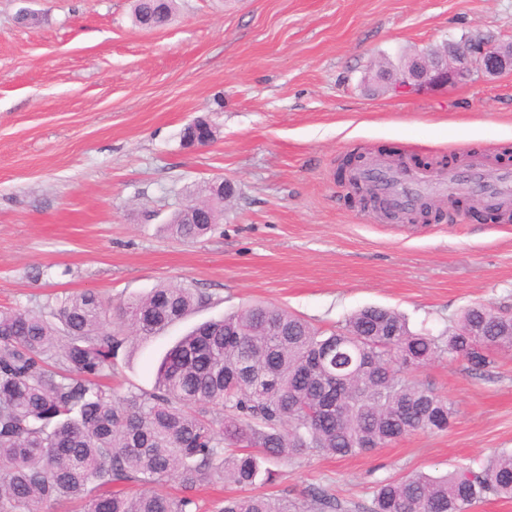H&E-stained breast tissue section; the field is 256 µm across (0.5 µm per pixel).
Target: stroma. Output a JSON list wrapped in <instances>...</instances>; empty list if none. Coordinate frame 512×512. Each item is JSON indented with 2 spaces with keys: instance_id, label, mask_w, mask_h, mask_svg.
<instances>
[{
  "instance_id": "obj_1",
  "label": "stroma",
  "mask_w": 512,
  "mask_h": 512,
  "mask_svg": "<svg viewBox=\"0 0 512 512\" xmlns=\"http://www.w3.org/2000/svg\"><path fill=\"white\" fill-rule=\"evenodd\" d=\"M134 0H0V310L94 292L113 302L160 284L210 304L135 342L110 384L152 390L191 327L257 303L330 330L380 306L444 336L465 309L512 312V223L444 210L429 224L354 205L340 160L387 152L436 163L512 154V73L409 96L368 91L371 65L475 33L512 41V0H176L144 28ZM210 123L212 142H184ZM231 180L215 229L165 230L197 186ZM453 407L353 457L274 463L270 492L321 488L369 512L378 482L512 451V352L481 373L440 358L415 372Z\"/></svg>"
}]
</instances>
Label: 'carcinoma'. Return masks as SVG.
Segmentation results:
<instances>
[{"label": "carcinoma", "instance_id": "cac0c4a2", "mask_svg": "<svg viewBox=\"0 0 512 512\" xmlns=\"http://www.w3.org/2000/svg\"><path fill=\"white\" fill-rule=\"evenodd\" d=\"M174 0H137L134 18L165 25ZM177 211L172 237L212 230L230 191L200 187ZM210 303L191 288L159 285L112 305L94 293L57 296L43 308L0 311V512H195L196 492L216 480L247 494L218 512H302L272 484L275 460L353 456L418 430H444L448 399L413 371L460 358L471 371L512 350V320L483 305L462 320L480 336L411 331L397 313L364 308L323 331L274 306L206 321L179 338L154 388L112 393L120 352ZM173 480L179 494L160 490ZM512 499V452L442 477L410 473L380 482L370 512H469L487 494Z\"/></svg>", "mask_w": 512, "mask_h": 512}]
</instances>
